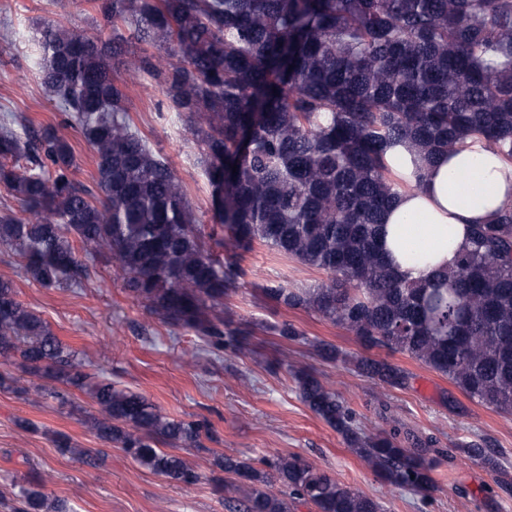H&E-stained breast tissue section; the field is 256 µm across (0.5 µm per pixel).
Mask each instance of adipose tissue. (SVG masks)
<instances>
[{"label":"adipose tissue","instance_id":"obj_1","mask_svg":"<svg viewBox=\"0 0 512 512\" xmlns=\"http://www.w3.org/2000/svg\"><path fill=\"white\" fill-rule=\"evenodd\" d=\"M386 161L413 191L400 194L383 215L381 243L401 276L435 283L456 264L470 225L487 224L512 204V164L482 143L423 160L405 144L386 149ZM409 251L420 261H406Z\"/></svg>","mask_w":512,"mask_h":512}]
</instances>
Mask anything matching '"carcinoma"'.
<instances>
[{
    "mask_svg": "<svg viewBox=\"0 0 512 512\" xmlns=\"http://www.w3.org/2000/svg\"><path fill=\"white\" fill-rule=\"evenodd\" d=\"M112 36L74 22L38 29L41 83L79 125L102 197L75 181L74 148L55 126L21 137L0 120V184L21 214L0 213V245L43 288L87 275L73 241L107 256L124 288L174 328L219 349L247 331L224 319V299L246 276L239 261L204 248L182 183L125 118L120 66L149 75L200 148L217 223L242 248L259 242L328 281L266 288L277 304L312 310L366 348L410 356L470 400L512 415V205L473 226L455 268L431 287L398 276L380 238L382 217L410 185L385 159L393 142L429 159L477 139L512 164V0H104ZM165 55L141 56L121 28ZM286 341L304 336L284 321ZM380 386L408 375L385 360L316 344ZM0 357L87 393L101 412L98 437L167 479L201 474L165 447L201 448L206 420L170 418L143 395L85 371L75 353L0 278ZM309 409L336 430L386 484L427 496L436 489L437 440L398 422L366 433L315 373L295 374ZM461 452L490 472L482 443ZM229 512H382L299 455L255 468L213 452ZM19 490L12 512H70L44 491Z\"/></svg>",
    "mask_w": 512,
    "mask_h": 512,
    "instance_id": "1",
    "label": "carcinoma"
}]
</instances>
